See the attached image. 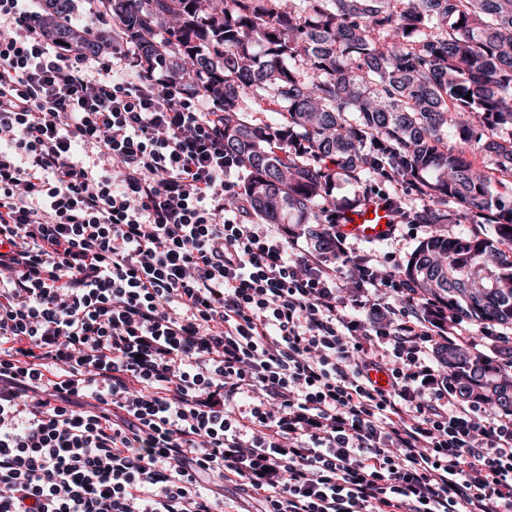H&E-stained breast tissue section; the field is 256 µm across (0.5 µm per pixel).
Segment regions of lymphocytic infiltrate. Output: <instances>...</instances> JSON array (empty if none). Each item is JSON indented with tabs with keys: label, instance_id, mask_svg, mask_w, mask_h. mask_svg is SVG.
<instances>
[{
	"label": "lymphocytic infiltrate",
	"instance_id": "lymphocytic-infiltrate-1",
	"mask_svg": "<svg viewBox=\"0 0 512 512\" xmlns=\"http://www.w3.org/2000/svg\"><path fill=\"white\" fill-rule=\"evenodd\" d=\"M0 0V512H512V414L439 302L268 223L224 114ZM493 344L496 360L491 362L484 363L453 345L440 351V362L454 376L462 400L470 401L484 396L491 403L495 397L498 410L512 413V379H503L502 373L512 366V346L509 343ZM492 410L499 412L494 408Z\"/></svg>",
	"mask_w": 512,
	"mask_h": 512
}]
</instances>
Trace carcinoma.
Wrapping results in <instances>:
<instances>
[{
  "instance_id": "obj_1",
  "label": "carcinoma",
  "mask_w": 512,
  "mask_h": 512,
  "mask_svg": "<svg viewBox=\"0 0 512 512\" xmlns=\"http://www.w3.org/2000/svg\"><path fill=\"white\" fill-rule=\"evenodd\" d=\"M144 62L224 107V151L271 224L319 225L341 178L415 187L416 224L434 231L402 276L458 319L512 328V0H94ZM75 0H42L71 40ZM87 51L112 47L96 28ZM471 99H466V95ZM477 147L480 162L466 155ZM493 216V237L450 236L457 209ZM485 363L449 345L459 396L512 413V346Z\"/></svg>"
}]
</instances>
